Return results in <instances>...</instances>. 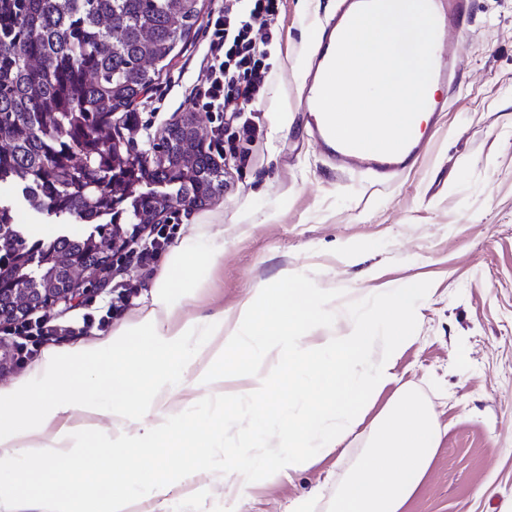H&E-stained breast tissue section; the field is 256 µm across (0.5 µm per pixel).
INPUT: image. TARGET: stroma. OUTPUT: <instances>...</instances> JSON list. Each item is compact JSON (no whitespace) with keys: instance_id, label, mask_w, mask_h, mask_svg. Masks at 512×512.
I'll list each match as a JSON object with an SVG mask.
<instances>
[{"instance_id":"35a3bbf8","label":"stroma","mask_w":512,"mask_h":512,"mask_svg":"<svg viewBox=\"0 0 512 512\" xmlns=\"http://www.w3.org/2000/svg\"><path fill=\"white\" fill-rule=\"evenodd\" d=\"M339 0H280L269 81L256 102L259 137L241 142L245 163L222 162L224 191L203 205L178 208L172 238L143 273L132 249L112 259L97 283L82 285L69 303L45 310L64 336H39L37 353L12 359V339L0 335L9 369L0 389L18 385L53 348L106 339L150 308L165 257L187 237L224 238V255L191 289L175 320L231 310L254 289L274 288L283 270L315 288H371L420 282L425 296L413 339L395 372L400 384L429 403L442 431L430 474L407 512H512V0H470L467 22L448 29L444 46L462 51L459 85L429 135L425 153L400 177L384 182L337 169L318 150L299 103L322 21ZM221 0L202 10L183 53L158 88L134 110L137 128L121 125L136 150L149 149L180 119L207 66L208 21ZM27 234L46 240L85 232L64 218L32 209L13 187L0 185ZM138 283L119 303V286ZM119 304L108 314L111 304ZM72 389L96 401L97 414L69 424L88 434L112 423L102 383L74 368ZM386 386L362 408V423L339 448L316 458L293 481L248 490L240 512H287L296 498L319 495L327 512L339 484L366 449L370 425L389 404ZM170 403L182 419L222 416L224 390L178 389ZM239 423L186 456L169 451L166 502L150 484L132 487L136 512H224V485L211 468L237 453Z\"/></svg>"}]
</instances>
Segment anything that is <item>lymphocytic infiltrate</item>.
<instances>
[{"label":"lymphocytic infiltrate","mask_w":512,"mask_h":512,"mask_svg":"<svg viewBox=\"0 0 512 512\" xmlns=\"http://www.w3.org/2000/svg\"><path fill=\"white\" fill-rule=\"evenodd\" d=\"M278 10L279 0H224L209 22L206 73L191 104L206 113L210 147L218 156L238 157L237 140L255 136L254 103L268 79L269 26ZM257 27L264 28L263 38H254Z\"/></svg>","instance_id":"f902f5d3"}]
</instances>
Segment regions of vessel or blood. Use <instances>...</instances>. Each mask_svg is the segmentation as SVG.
<instances>
[{"label": "vessel or blood", "instance_id": "vessel-or-blood-1", "mask_svg": "<svg viewBox=\"0 0 512 512\" xmlns=\"http://www.w3.org/2000/svg\"><path fill=\"white\" fill-rule=\"evenodd\" d=\"M362 0H340V6L329 18L321 34V49L314 60L315 81H322L324 73L333 57L338 39ZM438 29L459 26L467 14V0H430ZM316 92H309L300 110L307 117L312 137L318 148L335 157L337 164L355 166L357 170L379 175H392L404 172L423 154L427 137H411L406 146L396 154H380L353 149L337 142L328 132L324 118L316 105Z\"/></svg>", "mask_w": 512, "mask_h": 512}]
</instances>
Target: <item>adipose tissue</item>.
Wrapping results in <instances>:
<instances>
[{
	"label": "adipose tissue",
	"instance_id": "1",
	"mask_svg": "<svg viewBox=\"0 0 512 512\" xmlns=\"http://www.w3.org/2000/svg\"><path fill=\"white\" fill-rule=\"evenodd\" d=\"M202 245L186 239L164 260L154 284L152 306L119 327L111 338L78 349L50 353L16 389H0V480L6 512H32L30 489L49 483L56 492L52 512H70L82 499V512H134L124 488L150 478L155 497H167L171 485L160 461L164 449L188 448L194 427L181 422L168 396L194 370L197 388L225 380L226 370L244 375L247 385L224 399V414L271 425L256 446H246L224 465V512H239L242 495L261 478L293 479L317 455L332 452L341 438L361 424L357 401L394 383V369L420 315V286L413 281L361 291L359 299L337 305V289L313 288L284 272L277 292L261 288L231 312L208 324L190 319L178 328L170 320L182 302L178 285L203 279ZM342 315L345 334L324 335L326 322ZM318 344L308 345L314 332ZM224 339V361L195 367L186 347L197 336ZM82 365L108 387L112 426L83 438L64 426L76 414L99 407L75 392L59 397L75 365ZM288 393L300 414L276 407L274 395ZM152 416L151 425L139 422ZM54 435L34 443L46 429ZM440 431L429 406L415 393L399 388L371 426V446L355 472L336 493V512H405L425 480L440 444ZM67 456L65 470L55 462ZM105 485L87 495L86 483Z\"/></svg>",
	"mask_w": 512,
	"mask_h": 512
}]
</instances>
